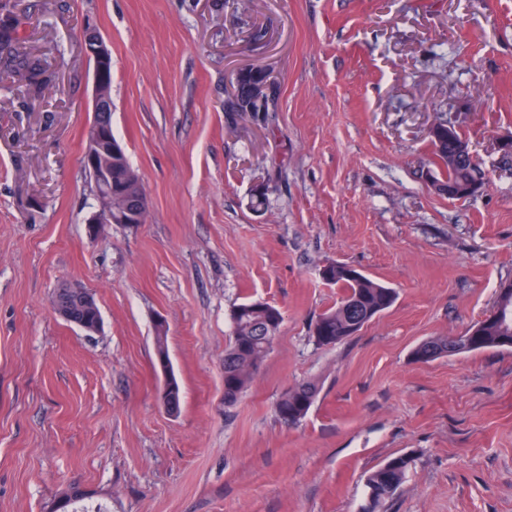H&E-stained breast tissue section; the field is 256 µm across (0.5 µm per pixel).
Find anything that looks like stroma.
<instances>
[{"label": "stroma", "instance_id": "1", "mask_svg": "<svg viewBox=\"0 0 512 512\" xmlns=\"http://www.w3.org/2000/svg\"><path fill=\"white\" fill-rule=\"evenodd\" d=\"M39 97L0 70V512L74 489L111 512H360L367 475L414 464L388 512H512V349L423 363L413 350L489 315L512 282V0H10ZM263 39L251 36L255 28ZM112 55V130L146 223L86 235L93 112L86 29ZM266 67L269 124L228 112L232 73ZM452 122L487 183L430 184V128ZM265 192L260 209L250 205ZM330 263L398 293L353 338L311 327L342 291ZM77 281L103 326L60 319ZM283 322L224 404L234 305ZM164 323L182 399L160 400ZM317 381L299 423L275 407Z\"/></svg>", "mask_w": 512, "mask_h": 512}]
</instances>
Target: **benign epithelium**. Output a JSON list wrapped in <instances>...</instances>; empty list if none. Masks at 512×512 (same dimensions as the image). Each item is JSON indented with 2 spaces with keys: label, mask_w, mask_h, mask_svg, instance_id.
Listing matches in <instances>:
<instances>
[{
  "label": "benign epithelium",
  "mask_w": 512,
  "mask_h": 512,
  "mask_svg": "<svg viewBox=\"0 0 512 512\" xmlns=\"http://www.w3.org/2000/svg\"><path fill=\"white\" fill-rule=\"evenodd\" d=\"M84 49L87 57L93 62V113L92 121L86 131L85 148L82 162L92 186L95 190V211L88 219V237L93 240L99 236L100 225L114 224L121 219L123 224H142L148 216V198L146 192L137 193V205L130 209L112 211V167L124 165L125 152L120 142L112 134V77L109 66L112 64L111 52L102 36L96 31L86 33ZM57 314L75 326L88 329L96 334L102 327L97 320L90 325L78 320L71 309L62 301L54 303ZM159 367L165 375L161 391L164 408L177 412L176 388L170 373L169 361L162 352L157 353Z\"/></svg>",
  "instance_id": "7a95c632"
}]
</instances>
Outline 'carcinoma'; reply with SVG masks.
Listing matches in <instances>:
<instances>
[{"mask_svg": "<svg viewBox=\"0 0 512 512\" xmlns=\"http://www.w3.org/2000/svg\"><path fill=\"white\" fill-rule=\"evenodd\" d=\"M0 64L4 69L21 76L39 94L47 86L46 70L23 51L18 23L13 12L0 4ZM227 112H246L250 103L240 87L228 94L224 102ZM436 162L445 166L446 182L439 185L444 190L450 185L464 188L467 197L475 195L485 185V175L479 164L469 161L453 162L448 155L454 148L446 140L431 141ZM330 284L344 290L336 307L324 312L315 321L311 337L318 347H332L356 335L360 329L389 309L397 299V292L369 276L356 272L343 264L331 265ZM233 340L224 351V405H235L250 385L260 365L269 353L280 326V310L264 301L254 300L237 305L231 313ZM480 349L499 348V340L507 335L502 324L488 315L477 322ZM448 351V337L427 340L413 351L421 362H429ZM319 392V385L303 381L284 394L276 405V412L283 422H288L287 411H296L294 422H300L309 412ZM414 459L403 454L389 459L365 479V487L375 492L374 499L363 506L362 512H385L405 481Z\"/></svg>", "mask_w": 512, "mask_h": 512, "instance_id": "cac0c4a2", "label": "carcinoma"}]
</instances>
